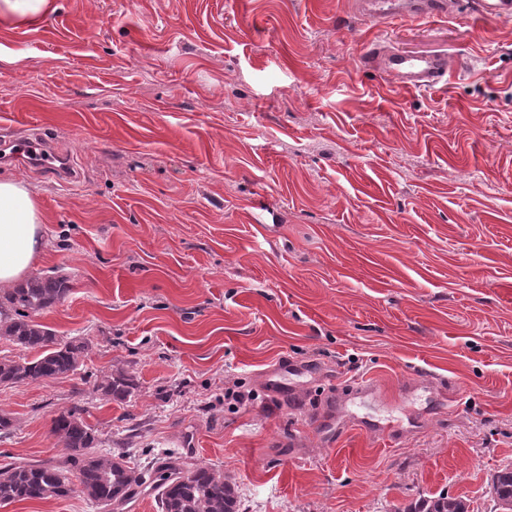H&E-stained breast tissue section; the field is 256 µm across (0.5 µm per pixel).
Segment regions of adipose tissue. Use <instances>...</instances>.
<instances>
[{
	"instance_id": "1",
	"label": "adipose tissue",
	"mask_w": 512,
	"mask_h": 512,
	"mask_svg": "<svg viewBox=\"0 0 512 512\" xmlns=\"http://www.w3.org/2000/svg\"><path fill=\"white\" fill-rule=\"evenodd\" d=\"M42 222L37 198L28 186L0 177V285L23 280L42 248Z\"/></svg>"
}]
</instances>
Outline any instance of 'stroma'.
Masks as SVG:
<instances>
[{"label": "stroma", "mask_w": 512, "mask_h": 512, "mask_svg": "<svg viewBox=\"0 0 512 512\" xmlns=\"http://www.w3.org/2000/svg\"><path fill=\"white\" fill-rule=\"evenodd\" d=\"M0 19V139L34 127L69 184L0 163L44 222L38 314L80 369L0 387V467L62 460L81 410L111 453L235 480L240 512H494L512 464V19L471 0H56ZM444 54L432 89L361 65ZM128 371L134 395L96 383ZM365 380L372 399H354ZM247 393L238 403L226 390ZM0 512H101L80 489ZM407 8L411 16H435L449 13V4L447 0H406ZM409 512H468L466 504L450 495L423 499L414 510Z\"/></svg>", "instance_id": "1"}]
</instances>
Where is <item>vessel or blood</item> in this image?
<instances>
[{
	"instance_id": "b4317fda",
	"label": "vessel or blood",
	"mask_w": 512,
	"mask_h": 512,
	"mask_svg": "<svg viewBox=\"0 0 512 512\" xmlns=\"http://www.w3.org/2000/svg\"><path fill=\"white\" fill-rule=\"evenodd\" d=\"M476 13L484 19L512 17V0H474ZM408 12L413 16H435L448 13V0H408ZM363 63L376 67L387 76L411 89L433 88L439 85L450 70L447 56L412 57L400 52H387L377 56L365 55ZM9 158L24 162L44 155L50 158L49 168L61 180L75 179L76 173L66 155L55 150L45 139L26 134L9 141Z\"/></svg>"
}]
</instances>
